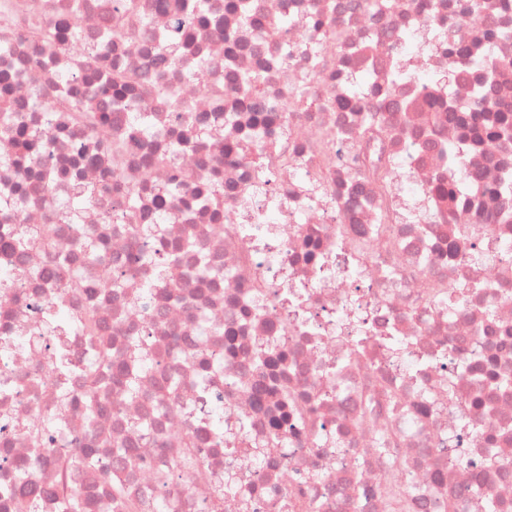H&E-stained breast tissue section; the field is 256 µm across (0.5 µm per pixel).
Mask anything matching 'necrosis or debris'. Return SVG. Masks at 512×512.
<instances>
[{
	"label": "necrosis or debris",
	"instance_id": "4bbe7bcc",
	"mask_svg": "<svg viewBox=\"0 0 512 512\" xmlns=\"http://www.w3.org/2000/svg\"><path fill=\"white\" fill-rule=\"evenodd\" d=\"M187 2L0 0V512H512V0ZM469 108L476 109L475 112H485L489 109H496V112H503L501 113V120L498 126H487L484 135L487 140H495V139H506V134L508 131V123L507 120L509 119V113L511 112V108H509L507 105H501L498 103H494L488 98L485 99V93L482 88H480L473 101L469 104Z\"/></svg>",
	"mask_w": 512,
	"mask_h": 512
}]
</instances>
